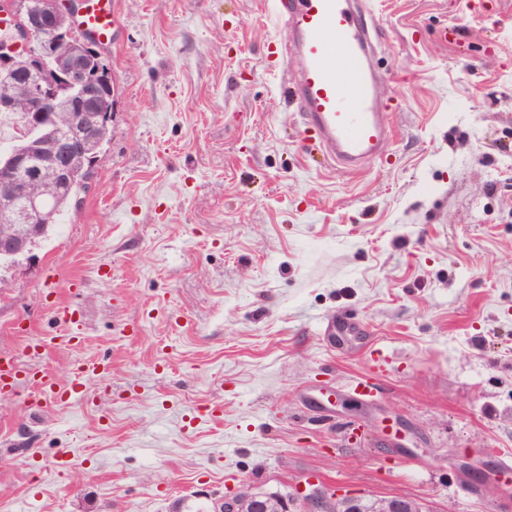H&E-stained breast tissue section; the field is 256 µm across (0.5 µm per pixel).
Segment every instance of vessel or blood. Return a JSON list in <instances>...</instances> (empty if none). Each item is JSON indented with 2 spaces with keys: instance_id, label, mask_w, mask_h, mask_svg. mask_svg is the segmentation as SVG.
I'll return each mask as SVG.
<instances>
[{
  "instance_id": "obj_1",
  "label": "vessel or blood",
  "mask_w": 512,
  "mask_h": 512,
  "mask_svg": "<svg viewBox=\"0 0 512 512\" xmlns=\"http://www.w3.org/2000/svg\"><path fill=\"white\" fill-rule=\"evenodd\" d=\"M271 9L292 31L290 52L300 62L296 81H284L283 90L298 87L299 114L314 132L324 162L346 173L361 171L393 134L373 94L375 18L356 0H272ZM81 23L97 41L111 42L112 0H85ZM336 332L354 350L373 346L372 331L360 321L337 324ZM104 371L101 363L90 361L76 367L64 385L44 368L27 377L35 391L58 399L79 395L87 378Z\"/></svg>"
}]
</instances>
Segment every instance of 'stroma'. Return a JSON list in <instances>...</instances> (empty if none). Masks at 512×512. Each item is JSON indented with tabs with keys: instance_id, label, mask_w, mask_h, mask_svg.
<instances>
[{
	"instance_id": "35a3bbf8",
	"label": "stroma",
	"mask_w": 512,
	"mask_h": 512,
	"mask_svg": "<svg viewBox=\"0 0 512 512\" xmlns=\"http://www.w3.org/2000/svg\"><path fill=\"white\" fill-rule=\"evenodd\" d=\"M112 2L111 139L0 289V356L110 371L0 402V512H209L309 477L512 512V0H364L395 136L358 174L316 163L269 0ZM352 316L375 350L324 341Z\"/></svg>"
}]
</instances>
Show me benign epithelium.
Segmentation results:
<instances>
[{"label":"benign epithelium","mask_w":512,"mask_h":512,"mask_svg":"<svg viewBox=\"0 0 512 512\" xmlns=\"http://www.w3.org/2000/svg\"><path fill=\"white\" fill-rule=\"evenodd\" d=\"M77 0H44L38 13L29 10L27 0H15L8 17L10 36L0 41V112L17 111L25 103L27 125L34 131L48 116L45 108L60 92L73 90L65 110L68 122L64 134L51 138L46 156L16 148L0 156V224L9 231L0 235V253L31 256L34 240L44 228V201L53 185L69 177L77 159L89 146L88 130L111 121V109L103 106L112 85V71L93 39L82 40L83 50L72 48L67 36L73 33ZM98 60L91 67L78 60L82 51ZM69 60L70 65L56 74L57 80L33 81L29 75L40 70L49 53ZM362 498L308 483L293 493L229 492L215 500L214 512H359ZM374 512H427L425 504L408 499L385 498L374 504Z\"/></svg>","instance_id":"obj_1"}]
</instances>
